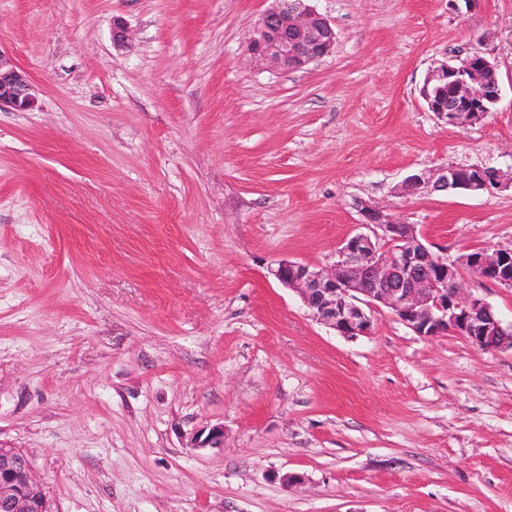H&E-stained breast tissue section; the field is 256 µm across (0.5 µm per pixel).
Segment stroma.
I'll list each match as a JSON object with an SVG mask.
<instances>
[{"label": "stroma", "instance_id": "1", "mask_svg": "<svg viewBox=\"0 0 512 512\" xmlns=\"http://www.w3.org/2000/svg\"><path fill=\"white\" fill-rule=\"evenodd\" d=\"M312 4L335 48L282 72L247 53L270 0H0L37 97L0 109V441L54 512H512L511 350L382 306L346 337L268 275L331 265L361 200L440 255L512 247V187L400 191L512 169V0ZM472 48L501 99L454 128L421 88ZM432 184L439 191L478 193L503 185L512 186V173L491 166H448L432 174L422 172L410 176L404 186L408 194H416Z\"/></svg>", "mask_w": 512, "mask_h": 512}]
</instances>
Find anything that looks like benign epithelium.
I'll return each mask as SVG.
<instances>
[{"instance_id":"1","label":"benign epithelium","mask_w":512,"mask_h":512,"mask_svg":"<svg viewBox=\"0 0 512 512\" xmlns=\"http://www.w3.org/2000/svg\"><path fill=\"white\" fill-rule=\"evenodd\" d=\"M336 32L310 0H272L247 42L250 58L282 70L301 69L332 53ZM501 96L497 65L474 49L458 64L433 70L422 87L429 111L447 124L464 128L481 122ZM37 99L23 71L0 55V107L26 111ZM439 191L478 193L512 186V173L491 166H448L410 176L404 186L416 194ZM364 225L379 233L347 238L327 268L281 260L268 274L296 292L312 316L343 336L370 333L368 308L382 305L416 334L454 332L487 351L512 350V325L506 326L482 297L465 292L460 272L512 288V248L478 249L454 259L433 252L412 224L376 206H361ZM196 448L224 447V426L196 432ZM0 512H54L28 455L0 443Z\"/></svg>"}]
</instances>
